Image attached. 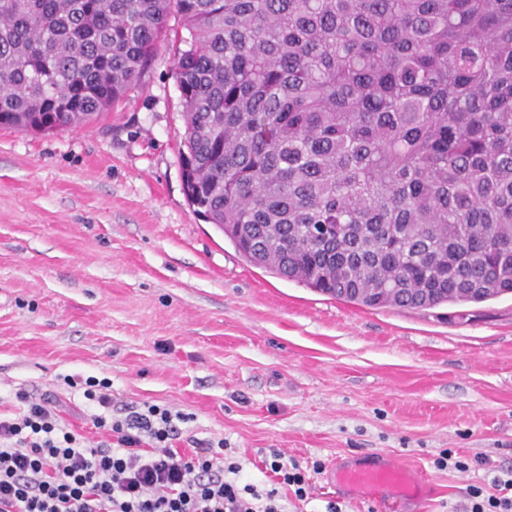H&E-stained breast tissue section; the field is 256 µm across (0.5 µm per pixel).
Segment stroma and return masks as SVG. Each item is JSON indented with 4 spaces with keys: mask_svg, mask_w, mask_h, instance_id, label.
I'll list each match as a JSON object with an SVG mask.
<instances>
[{
    "mask_svg": "<svg viewBox=\"0 0 512 512\" xmlns=\"http://www.w3.org/2000/svg\"><path fill=\"white\" fill-rule=\"evenodd\" d=\"M167 47L126 97L50 135L0 130V413L54 395L97 433L69 375L108 378L116 404L193 414L175 446L223 440L258 487L260 452L318 459L287 512H461L512 469V296L369 308L247 262L183 193L184 134ZM484 463L460 472L443 449ZM387 454L426 475L415 500L339 489L337 459Z\"/></svg>",
    "mask_w": 512,
    "mask_h": 512,
    "instance_id": "stroma-1",
    "label": "stroma"
}]
</instances>
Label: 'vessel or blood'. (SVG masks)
Returning <instances> with one entry per match:
<instances>
[{"label": "vessel or blood", "instance_id": "1", "mask_svg": "<svg viewBox=\"0 0 512 512\" xmlns=\"http://www.w3.org/2000/svg\"><path fill=\"white\" fill-rule=\"evenodd\" d=\"M335 480L341 486L371 495L379 492L405 495L420 482L415 472L388 457L376 464L339 469L335 473Z\"/></svg>", "mask_w": 512, "mask_h": 512}]
</instances>
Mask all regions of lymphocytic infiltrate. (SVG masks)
<instances>
[{"label": "lymphocytic infiltrate", "instance_id": "1", "mask_svg": "<svg viewBox=\"0 0 512 512\" xmlns=\"http://www.w3.org/2000/svg\"><path fill=\"white\" fill-rule=\"evenodd\" d=\"M97 404L94 441L62 425L50 395L17 392L13 416L0 417V512H286L279 488L308 500L311 476L280 449L261 464L270 490L242 484L241 466L227 462L220 441L195 440L191 453L175 450L183 412L156 404L112 409L111 384L93 376L68 378ZM495 494L470 487L469 512H512V471L495 477Z\"/></svg>", "mask_w": 512, "mask_h": 512}]
</instances>
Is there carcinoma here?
I'll return each instance as SVG.
<instances>
[{
  "instance_id": "1",
  "label": "carcinoma",
  "mask_w": 512,
  "mask_h": 512,
  "mask_svg": "<svg viewBox=\"0 0 512 512\" xmlns=\"http://www.w3.org/2000/svg\"><path fill=\"white\" fill-rule=\"evenodd\" d=\"M165 41L184 191L248 261L367 307L512 293V0H0V127L97 119Z\"/></svg>"
}]
</instances>
